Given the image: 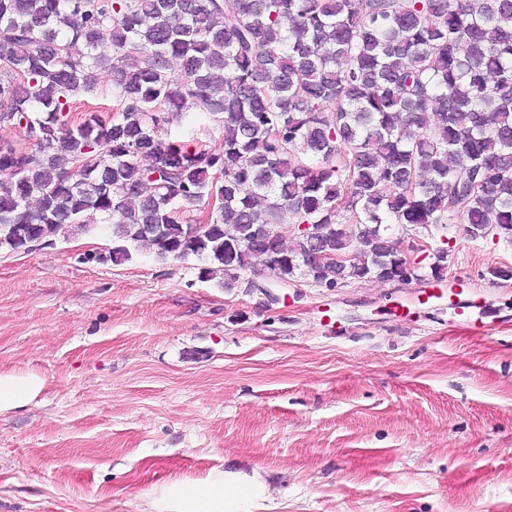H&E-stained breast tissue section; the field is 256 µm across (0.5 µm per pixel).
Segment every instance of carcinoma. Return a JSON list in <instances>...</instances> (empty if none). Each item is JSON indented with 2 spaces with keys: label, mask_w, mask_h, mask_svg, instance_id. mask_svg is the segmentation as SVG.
I'll return each mask as SVG.
<instances>
[{
  "label": "carcinoma",
  "mask_w": 512,
  "mask_h": 512,
  "mask_svg": "<svg viewBox=\"0 0 512 512\" xmlns=\"http://www.w3.org/2000/svg\"><path fill=\"white\" fill-rule=\"evenodd\" d=\"M102 70L112 116L74 122ZM199 112L219 144L156 138ZM10 128L28 147L0 139L1 247L106 224L95 262L193 258L269 308L271 279L441 281L448 251L412 260L393 227L512 241V0H0Z\"/></svg>",
  "instance_id": "obj_1"
}]
</instances>
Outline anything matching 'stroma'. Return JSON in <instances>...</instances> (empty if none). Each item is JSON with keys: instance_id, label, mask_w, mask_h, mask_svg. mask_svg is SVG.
Segmentation results:
<instances>
[{"instance_id": "obj_1", "label": "stroma", "mask_w": 512, "mask_h": 512, "mask_svg": "<svg viewBox=\"0 0 512 512\" xmlns=\"http://www.w3.org/2000/svg\"><path fill=\"white\" fill-rule=\"evenodd\" d=\"M402 238L449 241L439 286L275 281L270 309L194 259L83 262L107 230L0 247V373L44 381L0 413V512H145L236 464L279 512H512V243ZM451 305L457 315H465L466 318L479 329L486 328L490 323H493V321H485L489 315L484 311V306L478 304V300L458 298V301H452Z\"/></svg>"}]
</instances>
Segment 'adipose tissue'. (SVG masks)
<instances>
[{"label": "adipose tissue", "instance_id": "obj_1", "mask_svg": "<svg viewBox=\"0 0 512 512\" xmlns=\"http://www.w3.org/2000/svg\"><path fill=\"white\" fill-rule=\"evenodd\" d=\"M39 377L0 374V413L27 406L40 393ZM173 512H273L275 498L259 470H224L198 483L174 481L165 489Z\"/></svg>", "mask_w": 512, "mask_h": 512}]
</instances>
